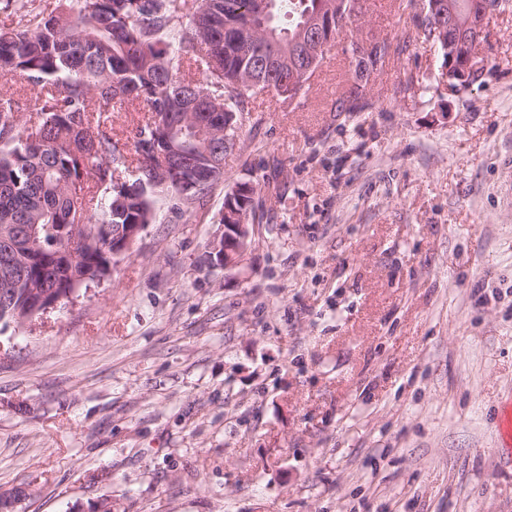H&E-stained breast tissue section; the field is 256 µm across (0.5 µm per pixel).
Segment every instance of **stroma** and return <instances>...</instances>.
Listing matches in <instances>:
<instances>
[{
	"label": "stroma",
	"mask_w": 512,
	"mask_h": 512,
	"mask_svg": "<svg viewBox=\"0 0 512 512\" xmlns=\"http://www.w3.org/2000/svg\"><path fill=\"white\" fill-rule=\"evenodd\" d=\"M425 0H368L292 102L264 92L204 206L163 212L35 329L0 322L19 512H512V5L449 84ZM388 39L336 115L348 49ZM258 181L232 278L203 262ZM352 79L353 85L348 91V95L343 96L336 101V112H358L364 104L361 101L364 99V95L359 89V84L356 83L357 70L352 68Z\"/></svg>",
	"instance_id": "1"
}]
</instances>
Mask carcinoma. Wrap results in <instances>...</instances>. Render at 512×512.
Returning <instances> with one entry per match:
<instances>
[{
	"instance_id": "obj_1",
	"label": "carcinoma",
	"mask_w": 512,
	"mask_h": 512,
	"mask_svg": "<svg viewBox=\"0 0 512 512\" xmlns=\"http://www.w3.org/2000/svg\"><path fill=\"white\" fill-rule=\"evenodd\" d=\"M252 19L254 0H61L45 16L14 4L15 19L0 29V77L32 93L27 120L0 95V270L22 267L31 288L0 277V322L26 323L41 314L39 294L76 292L112 272V249L102 247L115 224H152L163 205L172 211L204 204L220 179L200 176L207 148L225 151L224 115L246 112L254 96L238 92L252 76L277 79L255 64L270 42L285 48L306 9H323L324 35L337 39L358 22L352 0H271ZM181 93L194 103L174 108ZM355 83L336 101L358 112ZM147 116L132 147L112 139V112L134 102ZM171 165L193 180L190 197L179 184L160 183L142 170L145 154L170 149ZM9 224L37 225L35 240L7 232ZM80 235L75 258L59 255L64 239Z\"/></svg>"
}]
</instances>
